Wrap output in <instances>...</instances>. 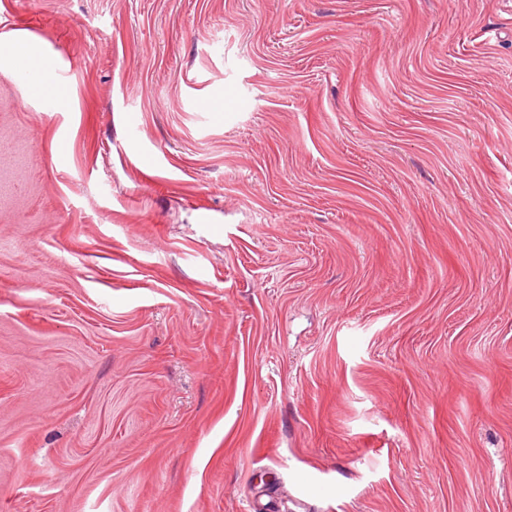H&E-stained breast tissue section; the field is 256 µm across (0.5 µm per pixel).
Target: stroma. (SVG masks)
Returning a JSON list of instances; mask_svg holds the SVG:
<instances>
[{
  "label": "stroma",
  "mask_w": 512,
  "mask_h": 512,
  "mask_svg": "<svg viewBox=\"0 0 512 512\" xmlns=\"http://www.w3.org/2000/svg\"><path fill=\"white\" fill-rule=\"evenodd\" d=\"M16 30L69 104L0 70V512H512V0Z\"/></svg>",
  "instance_id": "obj_1"
}]
</instances>
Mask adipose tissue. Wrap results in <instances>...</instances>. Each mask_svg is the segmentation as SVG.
<instances>
[{
    "instance_id": "ef3b65f1",
    "label": "adipose tissue",
    "mask_w": 512,
    "mask_h": 512,
    "mask_svg": "<svg viewBox=\"0 0 512 512\" xmlns=\"http://www.w3.org/2000/svg\"><path fill=\"white\" fill-rule=\"evenodd\" d=\"M56 67L55 58L36 44L27 31L12 32L0 45V70L16 73L23 103L43 102L56 110L67 106V90L57 89L53 80Z\"/></svg>"
}]
</instances>
